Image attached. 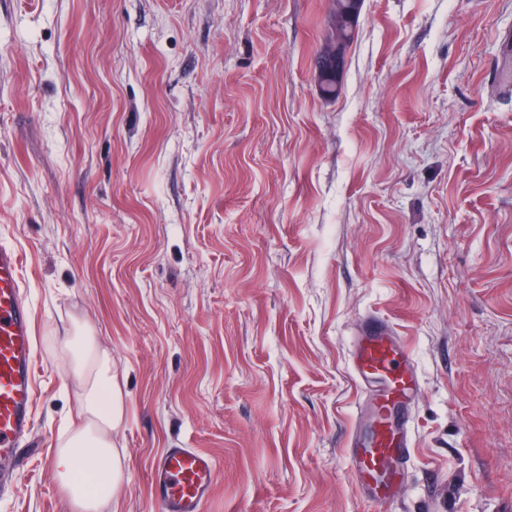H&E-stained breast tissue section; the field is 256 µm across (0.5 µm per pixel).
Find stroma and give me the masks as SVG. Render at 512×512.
<instances>
[{
	"instance_id": "obj_1",
	"label": "stroma",
	"mask_w": 512,
	"mask_h": 512,
	"mask_svg": "<svg viewBox=\"0 0 512 512\" xmlns=\"http://www.w3.org/2000/svg\"><path fill=\"white\" fill-rule=\"evenodd\" d=\"M330 0H0V244L21 254L38 428L0 512H70V316L112 353L111 512H160L167 448L203 512H512V0H364L342 90ZM415 357L390 502L346 444L367 317ZM360 14L356 0H331L324 43L314 57V71L325 97L336 99L341 92V75L347 51L357 35ZM336 51L342 57L336 73ZM214 481L212 457L197 448H167L151 471L161 512H201Z\"/></svg>"
}]
</instances>
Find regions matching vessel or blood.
I'll return each mask as SVG.
<instances>
[{"label":"vessel or blood","mask_w":512,"mask_h":512,"mask_svg":"<svg viewBox=\"0 0 512 512\" xmlns=\"http://www.w3.org/2000/svg\"><path fill=\"white\" fill-rule=\"evenodd\" d=\"M35 341L21 256L0 244V489L15 486L20 452L36 430ZM350 369L374 403L367 438L348 445L352 473L360 491L386 502L405 479L414 446L409 418L399 409L418 392L419 374L390 326L373 317L354 340ZM214 481L212 457L196 448L165 449L151 471L160 512H202Z\"/></svg>","instance_id":"vessel-or-blood-1"}]
</instances>
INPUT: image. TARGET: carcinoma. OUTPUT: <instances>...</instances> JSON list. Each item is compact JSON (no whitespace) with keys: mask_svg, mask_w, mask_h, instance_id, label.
Returning <instances> with one entry per match:
<instances>
[{"mask_svg":"<svg viewBox=\"0 0 512 512\" xmlns=\"http://www.w3.org/2000/svg\"><path fill=\"white\" fill-rule=\"evenodd\" d=\"M360 14L356 0H331L324 43L314 57V71L325 97L336 99L341 92V73L336 55L346 57L357 35Z\"/></svg>","mask_w":512,"mask_h":512,"instance_id":"cac0c4a2","label":"carcinoma"}]
</instances>
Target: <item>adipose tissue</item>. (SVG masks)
Wrapping results in <instances>:
<instances>
[{"mask_svg": "<svg viewBox=\"0 0 512 512\" xmlns=\"http://www.w3.org/2000/svg\"><path fill=\"white\" fill-rule=\"evenodd\" d=\"M66 367L74 378L75 420L54 448L55 480L72 512H107L123 480L125 462L112 433L124 420V405L112 377V354L81 319L64 339Z\"/></svg>", "mask_w": 512, "mask_h": 512, "instance_id": "obj_1", "label": "adipose tissue"}]
</instances>
